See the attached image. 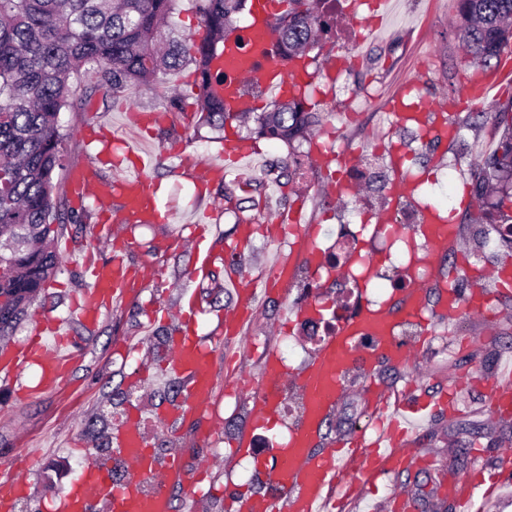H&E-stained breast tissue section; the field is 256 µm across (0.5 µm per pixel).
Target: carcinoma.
<instances>
[{
    "mask_svg": "<svg viewBox=\"0 0 512 512\" xmlns=\"http://www.w3.org/2000/svg\"><path fill=\"white\" fill-rule=\"evenodd\" d=\"M177 0H0V335L12 332L34 299L60 271L49 250L66 222L59 174L65 169L69 132L59 123L65 110H79L101 94L112 103L126 92L153 88L163 78L194 66L191 101L170 99L171 112L188 110L198 122L219 128L236 116L224 111L211 74L233 15L246 0H197L203 34L177 37L166 20ZM272 22L276 48L286 58H302L323 48L322 34L333 20L318 0H287ZM457 31L465 46L463 67L490 71L512 46V0H458ZM98 73L87 87L82 77ZM255 132L291 145L319 124L306 106V91L276 101L255 116ZM497 148L483 159L472 199L482 205L498 182L512 179V118L499 114ZM512 194L504 191L482 223L496 224Z\"/></svg>",
    "mask_w": 512,
    "mask_h": 512,
    "instance_id": "1",
    "label": "carcinoma"
}]
</instances>
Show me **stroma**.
<instances>
[{
  "mask_svg": "<svg viewBox=\"0 0 512 512\" xmlns=\"http://www.w3.org/2000/svg\"><path fill=\"white\" fill-rule=\"evenodd\" d=\"M378 39L359 43L348 38L350 12L336 15L341 38L333 50H321L309 58L310 101L322 116L308 139L298 149L282 141L262 137L250 164L233 168L224 181L201 179L202 165L220 161L219 132L197 126L193 114L141 127L140 116L165 111L172 96L190 93L192 68L167 76L164 84L144 89L104 107L94 100L89 111L64 112L60 121L71 133L67 168L91 167L103 176H114L115 165L126 164L125 144L137 145L153 158L144 173L157 203L173 214L169 223L140 224L125 229L127 244L120 252L125 263L151 269L152 277L132 296H124L104 310L91 326L75 319L73 307L88 281L83 272L86 257L109 258L112 254L106 225L99 222L94 200L70 202V209L86 215L82 224H65L55 247L61 256V271L33 302L30 316L10 336L0 337V349L30 336L39 315L67 318L77 338V352L66 380L53 392L31 397L27 388L39 381V368L32 367L16 381H0V476L16 470L25 473L23 512H57L62 492L75 478L72 460L88 464L100 460V448L110 443L116 428L130 412H137L146 429L148 445L167 454L182 453L189 463L207 459L211 472L198 486L173 487L172 512H228L226 502L238 490L265 494L270 490L261 473L269 454L254 448L236 451L234 439L249 434L259 440L252 426L250 378L260 374L269 352L282 353L289 373L302 372L317 357L320 347L308 336L297 318L302 303L297 289H258L254 314L243 336L228 335L214 357L216 382H223L224 358L242 352L240 378L222 396L212 397L198 420L185 424L169 417L174 402L167 388L178 376L167 366L173 315L192 303L201 312L198 333L212 336L225 313L236 310L240 297L230 282L241 281L270 270L276 262L295 265L297 249L292 240H282L265 212L296 209L302 225L315 235L317 245L328 246L341 224L355 221L362 226L357 252L371 260L372 280L362 289L363 298L396 311L391 280H407L412 272L382 254L370 251L369 239L377 224L390 222L400 208L389 197L385 184L400 177L414 185L417 202L452 215L454 253L491 268L512 256V244L491 251L480 248L483 226L480 210L463 206L469 196L475 171L486 151L495 148L499 133L493 113L512 110V87L503 90L490 105L488 118L473 119L458 140L424 136L412 122H396L383 109L394 87L404 83L424 103V113L436 122L458 123L467 114L459 93L467 74L460 65L463 47L454 27L455 0H396ZM350 61L347 71L331 74L329 56ZM97 119L112 132L114 143L105 153L84 147L79 132L90 119ZM382 150L373 160V177L355 183L354 195L336 198L328 189L336 179L335 167L311 165L303 177L279 182L269 176L270 167L291 163L295 153L324 150L361 154L374 145ZM211 208L214 219L203 232L213 259L202 266L190 239L196 234V211ZM252 227L249 242L236 248L241 225ZM319 305H344L341 275L324 278ZM465 295L470 282L459 267L441 261L430 281L423 322L412 325L407 344L416 346L414 360L397 363L378 358L370 368L353 369L334 410L323 421L315 438L316 451L352 436L369 425L373 412L365 398L369 383L383 389L406 392L422 401L447 396L456 382L465 388L457 395L455 412L439 411L418 420V440L423 459L410 469L381 477L375 485H361L350 497L328 505L325 512H396L393 496L405 494L410 512H447L453 500L450 482L463 478L496 480L494 492L483 501V512H512V472L501 471L498 452L512 448V415L492 416L487 408L486 381L512 367V289L491 288V316L461 309L456 316L442 310L449 290ZM148 380H141V372ZM219 435L211 439L209 428Z\"/></svg>",
  "mask_w": 512,
  "mask_h": 512,
  "instance_id": "stroma-1",
  "label": "stroma"
}]
</instances>
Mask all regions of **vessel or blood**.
<instances>
[{
    "label": "vessel or blood",
    "mask_w": 512,
    "mask_h": 512,
    "mask_svg": "<svg viewBox=\"0 0 512 512\" xmlns=\"http://www.w3.org/2000/svg\"><path fill=\"white\" fill-rule=\"evenodd\" d=\"M278 6L279 0H254L251 21L242 38L224 45L218 68L226 111L240 114L255 108V100L244 91L247 80H257L266 89L284 94L303 86L309 77L304 63L282 59L274 50L270 19ZM510 84L512 67L501 66L478 75L475 88H464L463 96L474 105L484 107L493 100L498 87ZM145 166L144 159H137V175L118 181L104 179L90 168L74 169L68 177L70 193L80 200L94 199L103 209L112 198H121L120 221L129 226L161 223L162 212L155 204L150 185L141 175ZM418 233L424 238L432 259L436 258L439 247L454 242L446 224L429 220L419 226ZM144 278L143 272L119 259L94 265L89 285L82 293L83 303L75 308L78 319L87 324L95 323L112 297L128 293ZM258 287L255 281L247 284L239 308L224 322L225 330L241 328L252 312L251 299ZM424 294L423 283H412L401 315H419ZM397 318L383 308L364 309L344 323L337 336L324 344L314 362L294 377L306 401V415L266 467V476L278 493L274 496L241 494L236 500V512H323L335 492L346 485L350 462H357L367 482L419 462L416 431L411 428L409 419L422 413V405L380 391L372 397L376 415L372 428L359 431L321 454L309 451L317 430L336 405L344 390V381L354 366H368L375 356L400 361L411 357L410 348L401 344L394 334ZM197 324L195 305L181 307L168 362L169 368L186 381L181 416L188 422L195 420L200 407L210 399L215 384L213 350L197 336ZM68 337L64 319H36L26 341L0 351V376L14 377L36 366L41 371L36 392L56 390L70 365L69 354L62 350ZM366 338L374 341L373 350L363 349L361 342ZM287 376L278 357L268 355L254 383L255 426L263 427L276 419L279 390ZM487 391L492 414L512 413L511 379L501 376L491 379ZM114 440L116 453L122 455L129 466V478L121 483L112 482L104 467L88 464L61 496L58 512H89L91 503L99 498L110 503L112 512H171L169 488L194 483L207 469L203 463L196 469H188L183 458L176 455L160 464L151 460L144 453L146 433L133 419L118 428ZM145 477L151 478L155 486L149 495L140 489V481ZM24 486L20 475L0 482V512H11ZM449 494L457 502L459 512H480L471 482L451 484Z\"/></svg>",
    "instance_id": "b4317fda"
}]
</instances>
